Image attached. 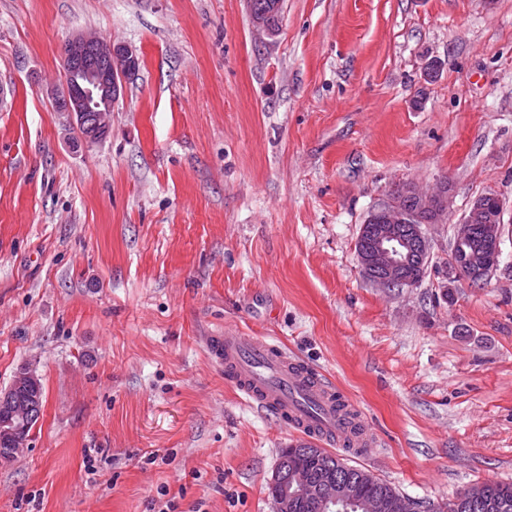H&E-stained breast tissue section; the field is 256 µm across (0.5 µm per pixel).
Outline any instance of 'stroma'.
Segmentation results:
<instances>
[{
	"mask_svg": "<svg viewBox=\"0 0 512 512\" xmlns=\"http://www.w3.org/2000/svg\"><path fill=\"white\" fill-rule=\"evenodd\" d=\"M140 69L77 148L52 89L81 31ZM448 183L431 263L389 292L355 243L399 183ZM502 202L487 283L447 278L455 226ZM268 336L351 399L340 450L419 502L512 483V0H0V390L43 386L0 512H273L301 436L208 348Z\"/></svg>",
	"mask_w": 512,
	"mask_h": 512,
	"instance_id": "obj_1",
	"label": "stroma"
}]
</instances>
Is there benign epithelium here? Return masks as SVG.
<instances>
[{
	"label": "benign epithelium",
	"mask_w": 512,
	"mask_h": 512,
	"mask_svg": "<svg viewBox=\"0 0 512 512\" xmlns=\"http://www.w3.org/2000/svg\"><path fill=\"white\" fill-rule=\"evenodd\" d=\"M67 49L64 80L55 91L56 106L67 114L79 138L94 144L110 131L112 105L133 76L139 55L129 45L99 41L88 32L73 35ZM402 193L413 198L418 208L433 212L430 223L448 222L450 194L442 188L424 191L405 183ZM482 214L478 198L454 236L458 243L476 240L480 259L458 263L448 259L450 272L478 285L487 280L488 268L497 264L501 253V226L482 223ZM416 220L417 211L404 209L398 199L389 198L371 212L356 245L358 263L371 282L390 291L415 286L406 274L408 265L415 261L426 266L431 256L429 238ZM269 486L280 489L272 499L273 512H296L300 498L316 500L324 507L345 506L356 498L354 489L337 483L336 477L325 475L313 480L301 466L292 471L276 468Z\"/></svg>",
	"instance_id": "obj_1"
}]
</instances>
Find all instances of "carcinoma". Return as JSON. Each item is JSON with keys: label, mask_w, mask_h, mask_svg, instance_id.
Returning a JSON list of instances; mask_svg holds the SVG:
<instances>
[{"label": "carcinoma", "mask_w": 512, "mask_h": 512, "mask_svg": "<svg viewBox=\"0 0 512 512\" xmlns=\"http://www.w3.org/2000/svg\"><path fill=\"white\" fill-rule=\"evenodd\" d=\"M280 0H256L257 10L266 21L273 34H278L282 9L275 8ZM20 404H32V415L20 418L15 410L0 408V426L9 424L13 434L0 440V462L11 463L21 452L20 445L27 441L29 433L40 416L43 401V386L40 379L24 380L16 391ZM280 459L292 467L299 463L309 466L313 478L323 474H332L340 482L356 488L358 498L367 500L383 498L388 503L395 502L402 493L389 483L377 478L367 477V471L349 466L336 454L321 449L314 453L310 443L300 441L282 450ZM448 512H512V484L485 483L473 486L457 496V500L448 504Z\"/></svg>", "instance_id": "1"}]
</instances>
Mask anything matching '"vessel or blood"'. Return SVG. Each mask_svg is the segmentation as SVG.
I'll return each instance as SVG.
<instances>
[{
    "mask_svg": "<svg viewBox=\"0 0 512 512\" xmlns=\"http://www.w3.org/2000/svg\"><path fill=\"white\" fill-rule=\"evenodd\" d=\"M224 375L253 405L276 415L298 434L328 446L369 448L368 423L352 427L336 402V388L265 336L225 331L210 342Z\"/></svg>",
    "mask_w": 512,
    "mask_h": 512,
    "instance_id": "1",
    "label": "vessel or blood"
}]
</instances>
